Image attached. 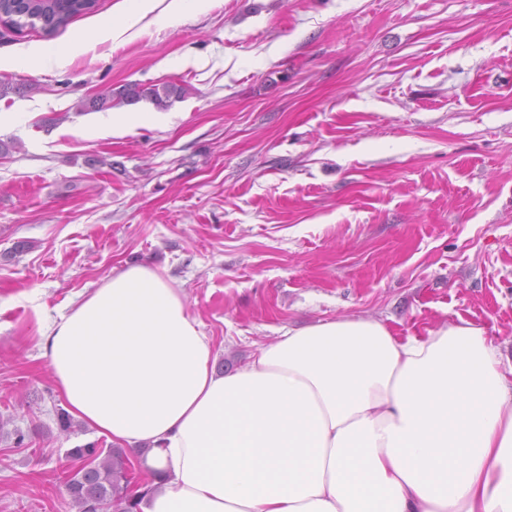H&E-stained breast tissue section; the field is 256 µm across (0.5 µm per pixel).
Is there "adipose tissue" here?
<instances>
[{"instance_id": "obj_1", "label": "adipose tissue", "mask_w": 512, "mask_h": 512, "mask_svg": "<svg viewBox=\"0 0 512 512\" xmlns=\"http://www.w3.org/2000/svg\"><path fill=\"white\" fill-rule=\"evenodd\" d=\"M165 119L108 112L91 130ZM40 347L77 419L145 449L142 512H512V373L472 322L400 337L319 321L221 374L182 290L129 265Z\"/></svg>"}]
</instances>
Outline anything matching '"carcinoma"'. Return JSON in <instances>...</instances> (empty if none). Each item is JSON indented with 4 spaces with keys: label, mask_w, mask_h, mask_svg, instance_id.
I'll return each mask as SVG.
<instances>
[{
    "label": "carcinoma",
    "mask_w": 512,
    "mask_h": 512,
    "mask_svg": "<svg viewBox=\"0 0 512 512\" xmlns=\"http://www.w3.org/2000/svg\"><path fill=\"white\" fill-rule=\"evenodd\" d=\"M97 0H0V21L15 28L35 26L48 34L65 28L79 15L94 10ZM186 95V88L175 83L145 87L126 83L108 88L78 104L81 112H100L142 100L166 108ZM70 456L79 465L65 472L63 488L77 512H141V504L151 494L148 482L133 489V463L123 448L108 450L97 442L73 448Z\"/></svg>",
    "instance_id": "cac0c4a2"
}]
</instances>
